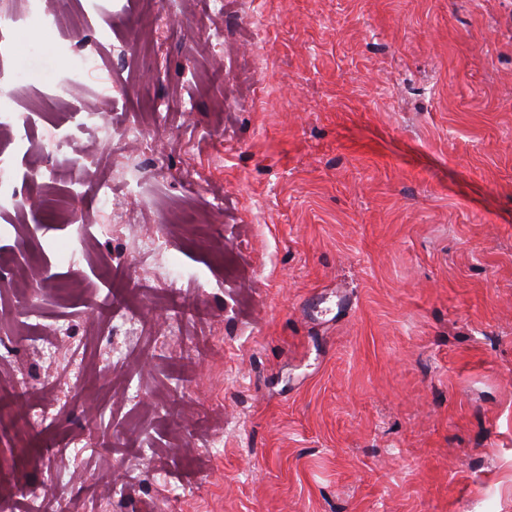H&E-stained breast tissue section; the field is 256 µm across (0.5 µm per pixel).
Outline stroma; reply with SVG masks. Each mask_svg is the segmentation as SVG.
<instances>
[{"instance_id":"35a3bbf8","label":"stroma","mask_w":512,"mask_h":512,"mask_svg":"<svg viewBox=\"0 0 512 512\" xmlns=\"http://www.w3.org/2000/svg\"><path fill=\"white\" fill-rule=\"evenodd\" d=\"M54 7L0 42L9 512H512V0Z\"/></svg>"}]
</instances>
